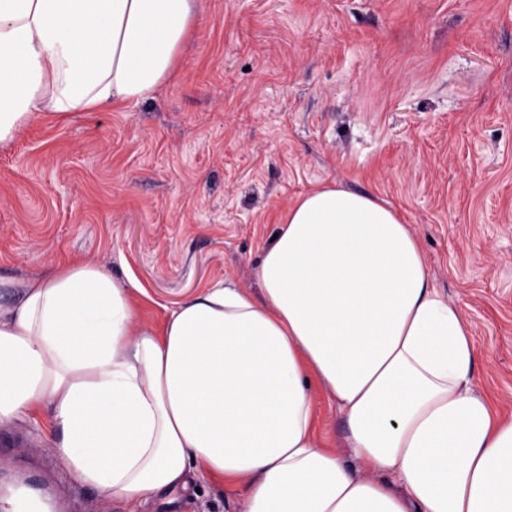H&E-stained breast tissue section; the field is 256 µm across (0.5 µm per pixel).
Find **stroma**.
I'll use <instances>...</instances> for the list:
<instances>
[{"label": "stroma", "mask_w": 512, "mask_h": 512, "mask_svg": "<svg viewBox=\"0 0 512 512\" xmlns=\"http://www.w3.org/2000/svg\"><path fill=\"white\" fill-rule=\"evenodd\" d=\"M149 98L66 120L41 112L0 147V276L104 263L142 320L257 270L288 207L336 186L408 224L431 284L466 322L475 389L512 416V0H194ZM318 430L348 450L314 391ZM21 467L78 512H237L201 484L131 510L74 484L48 416L0 426Z\"/></svg>", "instance_id": "35a3bbf8"}]
</instances>
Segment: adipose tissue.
Instances as JSON below:
<instances>
[{
  "label": "adipose tissue",
  "mask_w": 512,
  "mask_h": 512,
  "mask_svg": "<svg viewBox=\"0 0 512 512\" xmlns=\"http://www.w3.org/2000/svg\"><path fill=\"white\" fill-rule=\"evenodd\" d=\"M193 0H0V145L36 113L141 100L169 79ZM261 297L221 282L162 332L103 263L0 305V424L49 414L81 483L137 507L198 481L242 512H512V417L473 388L459 311L394 209L325 187L285 213ZM350 457L318 435L313 385Z\"/></svg>",
  "instance_id": "obj_1"
}]
</instances>
